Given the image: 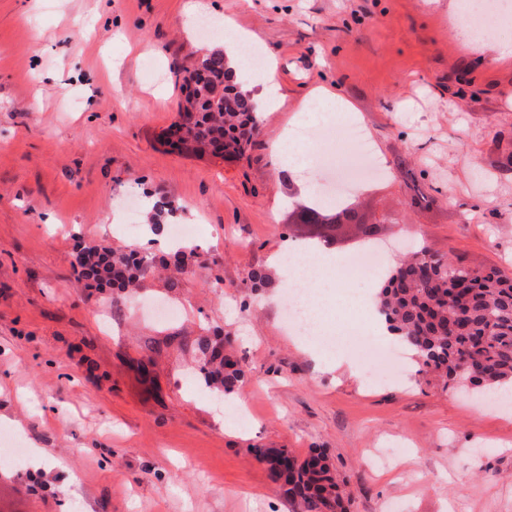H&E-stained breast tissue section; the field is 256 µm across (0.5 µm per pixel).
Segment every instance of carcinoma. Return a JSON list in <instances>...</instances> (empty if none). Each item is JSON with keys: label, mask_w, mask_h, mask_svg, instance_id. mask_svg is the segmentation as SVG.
I'll list each match as a JSON object with an SVG mask.
<instances>
[{"label": "carcinoma", "mask_w": 512, "mask_h": 512, "mask_svg": "<svg viewBox=\"0 0 512 512\" xmlns=\"http://www.w3.org/2000/svg\"><path fill=\"white\" fill-rule=\"evenodd\" d=\"M186 89L185 124L178 141L190 145L188 152L215 156H243L260 133L261 103L232 82L233 70L223 50H214L191 68L183 69ZM224 86V94L215 91ZM353 205L329 207L299 203L294 223L310 226V239L327 248L335 238L342 216ZM85 254L78 276L95 287L112 289V305L119 293L137 286L158 268H167L153 253H123L110 246L81 249ZM424 249L400 260L387 274L379 294L378 312L387 330L423 366L455 380L471 378L487 386L512 383V276L497 268L430 265ZM191 254L173 255L169 287L178 286ZM216 341L197 339L198 373L233 393L246 376L244 366ZM282 449L260 453L270 478L279 484L294 512H346L345 495L326 455L313 450L294 459L288 475L271 466Z\"/></svg>", "instance_id": "cac0c4a2"}]
</instances>
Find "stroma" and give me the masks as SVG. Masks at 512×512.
I'll return each mask as SVG.
<instances>
[{
	"label": "stroma",
	"mask_w": 512,
	"mask_h": 512,
	"mask_svg": "<svg viewBox=\"0 0 512 512\" xmlns=\"http://www.w3.org/2000/svg\"><path fill=\"white\" fill-rule=\"evenodd\" d=\"M452 1L195 0L258 35L281 82L227 161L159 139L199 58L188 0H0V431L30 450L0 459V512H290L263 448L324 452L348 512H512V400L478 402L408 355L383 382L346 350L315 359L280 315L297 184L330 186L318 161L341 147L279 178L270 144L317 86L343 95L383 167L353 197L387 217L382 241L512 274V57L464 46ZM160 195L200 227L190 268L113 304L77 279L74 250L136 249L114 227L149 214L121 206ZM256 269L271 284L255 293ZM217 326L247 371L244 417L194 371Z\"/></svg>",
	"instance_id": "obj_1"
}]
</instances>
